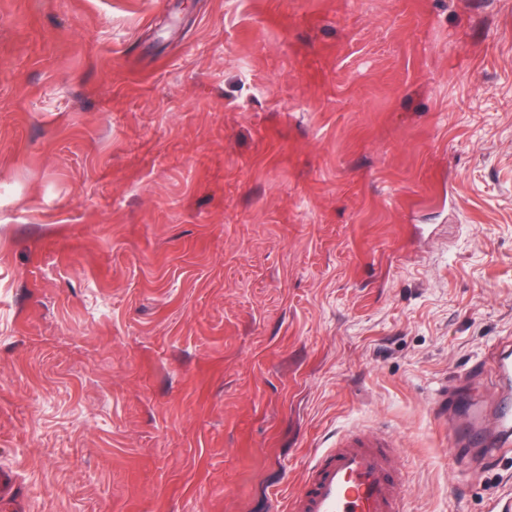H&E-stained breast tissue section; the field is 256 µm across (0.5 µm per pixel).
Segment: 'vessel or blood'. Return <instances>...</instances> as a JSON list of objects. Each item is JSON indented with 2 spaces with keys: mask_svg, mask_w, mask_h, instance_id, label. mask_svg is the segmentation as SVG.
Listing matches in <instances>:
<instances>
[{
  "mask_svg": "<svg viewBox=\"0 0 512 512\" xmlns=\"http://www.w3.org/2000/svg\"><path fill=\"white\" fill-rule=\"evenodd\" d=\"M493 362L500 379L493 423H486L483 409L473 405L456 427L461 438L496 455L512 447V343L501 342ZM399 453L395 441L385 435L341 434L334 447L323 449L310 464L289 502L290 512H403Z\"/></svg>",
  "mask_w": 512,
  "mask_h": 512,
  "instance_id": "vessel-or-blood-1",
  "label": "vessel or blood"
}]
</instances>
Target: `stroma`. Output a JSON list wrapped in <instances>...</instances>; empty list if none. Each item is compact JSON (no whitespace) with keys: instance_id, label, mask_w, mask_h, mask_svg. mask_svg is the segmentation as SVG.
Segmentation results:
<instances>
[{"instance_id":"stroma-1","label":"stroma","mask_w":512,"mask_h":512,"mask_svg":"<svg viewBox=\"0 0 512 512\" xmlns=\"http://www.w3.org/2000/svg\"><path fill=\"white\" fill-rule=\"evenodd\" d=\"M0 465L20 512H287L338 432L405 512L512 337V0H0Z\"/></svg>"}]
</instances>
